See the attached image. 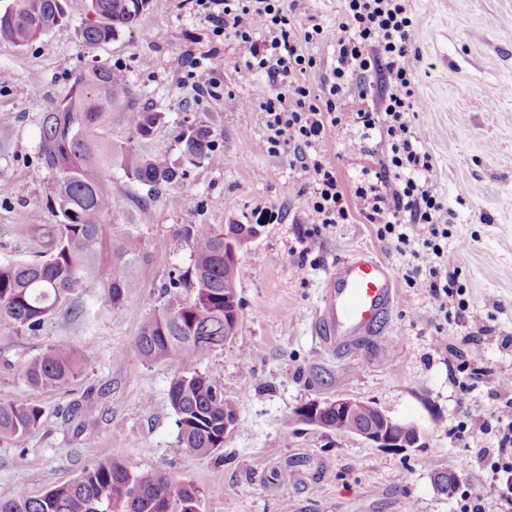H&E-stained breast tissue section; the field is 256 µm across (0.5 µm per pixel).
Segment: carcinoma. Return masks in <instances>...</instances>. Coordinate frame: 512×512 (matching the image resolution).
I'll use <instances>...</instances> for the list:
<instances>
[{"instance_id": "obj_1", "label": "carcinoma", "mask_w": 512, "mask_h": 512, "mask_svg": "<svg viewBox=\"0 0 512 512\" xmlns=\"http://www.w3.org/2000/svg\"><path fill=\"white\" fill-rule=\"evenodd\" d=\"M94 20L81 29L88 47L112 40V25L132 29L140 15L134 0H85ZM12 19L0 24V39L17 47L46 36L65 18L61 0H12ZM125 77L107 64L75 74L69 95L43 113L40 151L50 174L47 205L58 223L47 230L49 248L37 259L0 263V320L20 333H35L87 279L98 280V305L119 312L140 287L139 265L146 259L137 235L112 232V171L155 191L183 179L190 167L216 161L211 131L200 125L177 138L176 158H152L129 145L101 142L97 130L119 106ZM162 113H131L140 138H149ZM244 275L241 261H224V232L207 230L194 238L192 266L169 287L187 285L191 298L174 300L147 319L135 346L148 362L176 369L168 399L176 416L178 443L206 456L224 447V419L237 418L236 404L224 397L219 381L190 367L224 346L227 326L240 319L241 305L224 301ZM81 373L76 351L49 346L27 370L35 387L67 388ZM42 410L31 404L0 402V441L18 445L40 424ZM202 492L194 485L155 470H131L107 459L86 467L73 481L39 497L0 498V512H201Z\"/></svg>"}]
</instances>
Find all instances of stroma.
Listing matches in <instances>:
<instances>
[{"label":"stroma","mask_w":512,"mask_h":512,"mask_svg":"<svg viewBox=\"0 0 512 512\" xmlns=\"http://www.w3.org/2000/svg\"><path fill=\"white\" fill-rule=\"evenodd\" d=\"M420 61L416 93L428 105L411 130L433 159L432 177L455 214L450 239L467 241L448 260L464 287L465 309L407 284V265L391 240L363 219L322 228L295 181L293 148L261 151L258 86L262 76L239 58L233 40L214 37L193 0H150L136 28L89 48L79 28L85 0H66L67 17L47 36L17 47L0 39V263L38 258L42 226L55 217L43 196V112L70 91L79 69L104 63L125 78L124 104L98 130L102 141L130 144L148 156H177L186 125L211 131L217 163L189 168L179 183L148 192L112 175V221L138 235L146 260L141 286L122 311L95 307L101 288L77 289L35 334L0 321V401L41 408V423L19 446L0 442V497L43 494L105 459L153 468L199 487L202 512H456L437 491V473L453 471L458 489L494 500L481 454L495 447V413L512 380V0H410ZM218 48L220 85L195 96L188 62ZM28 94H20L21 86ZM355 106L383 111L380 72L352 76ZM163 121L147 139L130 115L143 105ZM187 195L189 208L173 197ZM148 222H141V210ZM228 224H258L260 236L239 257L237 332L197 371L217 378L238 406V423L209 456L182 448L168 400L173 369L140 357L142 322L167 303L172 275L191 265V234ZM366 251L390 265L400 301L379 332L354 348L320 343L313 334L323 282L337 260ZM74 347L82 374L64 390L31 386L29 364L48 346ZM486 373L463 390L467 365ZM354 397L394 419L417 424L426 444L407 451L376 448L361 438L297 422L312 399ZM79 401L78 421L66 415ZM483 431L455 433L471 412Z\"/></svg>","instance_id":"obj_1"}]
</instances>
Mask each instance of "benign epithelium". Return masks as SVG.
I'll return each instance as SVG.
<instances>
[{"label":"benign epithelium","instance_id":"obj_1","mask_svg":"<svg viewBox=\"0 0 512 512\" xmlns=\"http://www.w3.org/2000/svg\"><path fill=\"white\" fill-rule=\"evenodd\" d=\"M330 404L336 409L337 432L359 436L378 448H418L425 438L417 425L400 423L378 406L374 407V417L367 423H361L355 421L352 414L357 404L356 399L340 397L330 401ZM325 410V402L310 400L296 410V417L307 425L315 426Z\"/></svg>","mask_w":512,"mask_h":512}]
</instances>
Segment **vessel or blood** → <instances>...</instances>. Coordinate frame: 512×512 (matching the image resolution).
<instances>
[{"label":"vessel or blood","mask_w":512,"mask_h":512,"mask_svg":"<svg viewBox=\"0 0 512 512\" xmlns=\"http://www.w3.org/2000/svg\"><path fill=\"white\" fill-rule=\"evenodd\" d=\"M398 303L391 268L381 260L361 255L336 263L325 281L323 307L315 331L343 346L372 333Z\"/></svg>","instance_id":"obj_1"}]
</instances>
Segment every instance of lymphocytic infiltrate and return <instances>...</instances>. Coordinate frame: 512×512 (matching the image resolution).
Instances as JSON below:
<instances>
[{
  "label": "lymphocytic infiltrate",
  "mask_w": 512,
  "mask_h": 512,
  "mask_svg": "<svg viewBox=\"0 0 512 512\" xmlns=\"http://www.w3.org/2000/svg\"><path fill=\"white\" fill-rule=\"evenodd\" d=\"M300 0H196L199 14L214 34L235 41L250 69L266 78L260 88L265 138L262 147L276 153L295 145L294 177L309 192L312 221L349 224L366 219L380 237L392 239L397 252L415 263V286L434 297L449 294L455 274L438 242L455 214L431 177L430 155L410 130V116L421 111L415 92L414 19L408 0H343L335 27L315 20L296 26L290 14ZM331 42L336 46L332 81L314 92L305 81L313 61L305 45ZM379 45L382 58L369 52ZM384 67L388 100L384 111L352 108L343 89L354 73ZM354 126L360 131L350 152L359 170L350 187H343L336 169L321 151L330 131ZM391 140V153L370 162L367 145L374 132ZM502 434L490 465L497 486L495 502L463 494L461 512H512V402L497 415Z\"/></svg>",
  "instance_id": "1"
}]
</instances>
